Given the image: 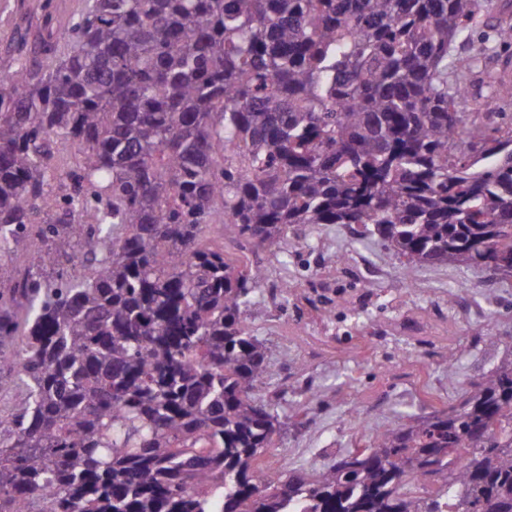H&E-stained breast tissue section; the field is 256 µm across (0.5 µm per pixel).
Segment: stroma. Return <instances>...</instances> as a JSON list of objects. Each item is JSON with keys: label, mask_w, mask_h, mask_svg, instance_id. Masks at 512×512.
Returning a JSON list of instances; mask_svg holds the SVG:
<instances>
[{"label": "stroma", "mask_w": 512, "mask_h": 512, "mask_svg": "<svg viewBox=\"0 0 512 512\" xmlns=\"http://www.w3.org/2000/svg\"><path fill=\"white\" fill-rule=\"evenodd\" d=\"M48 7L72 16L84 2L0 0V75L13 70L18 39L26 40L31 60L42 61L39 38ZM503 26L512 27V0H488L482 25L461 48L475 66L462 111H477L497 80L512 82V46L497 35ZM200 244L288 286L286 303L265 309L258 291L242 316L245 329L267 347L268 376L257 396L270 401L279 390L282 406L309 408L303 423L288 426L277 440L287 469L321 470L412 416L457 405L463 389L512 353V279L449 263L407 271L380 242L357 239L339 224L299 228L277 254L241 246L220 224L211 225ZM363 256L378 271L359 285L366 301L331 295L309 302L319 282L350 288L342 263ZM374 322L394 330L383 344L368 338Z\"/></svg>", "instance_id": "35a3bbf8"}]
</instances>
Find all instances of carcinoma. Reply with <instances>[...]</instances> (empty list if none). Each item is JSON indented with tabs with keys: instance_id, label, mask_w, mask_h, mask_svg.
Returning <instances> with one entry per match:
<instances>
[{
	"instance_id": "cac0c4a2",
	"label": "carcinoma",
	"mask_w": 512,
	"mask_h": 512,
	"mask_svg": "<svg viewBox=\"0 0 512 512\" xmlns=\"http://www.w3.org/2000/svg\"><path fill=\"white\" fill-rule=\"evenodd\" d=\"M484 4L87 0L46 16L47 62L18 43L0 254L38 236L56 277L0 293L25 388L0 413V512H512V356L356 458L264 466L291 416L255 395L266 348L241 316L263 274L198 246L214 223L272 252L341 224L407 267L503 275L512 129L458 110L472 63L448 62Z\"/></svg>"
}]
</instances>
